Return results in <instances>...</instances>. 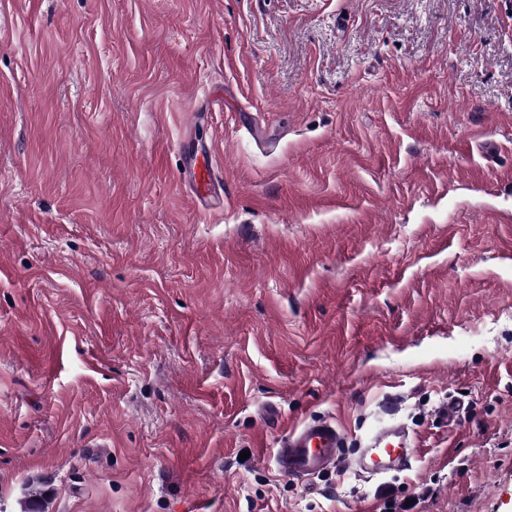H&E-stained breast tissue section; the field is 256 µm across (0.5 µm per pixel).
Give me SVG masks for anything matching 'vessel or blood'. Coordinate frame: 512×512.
<instances>
[{"label":"vessel or blood","instance_id":"1","mask_svg":"<svg viewBox=\"0 0 512 512\" xmlns=\"http://www.w3.org/2000/svg\"><path fill=\"white\" fill-rule=\"evenodd\" d=\"M197 199H207L218 181L211 163L193 167L189 172ZM346 437L333 421L312 419L289 431L276 452L277 470L286 476L311 478L335 468ZM417 438L409 436L402 425L380 422L368 435L359 454L347 461L353 472L382 475L405 467L418 448Z\"/></svg>","mask_w":512,"mask_h":512}]
</instances>
